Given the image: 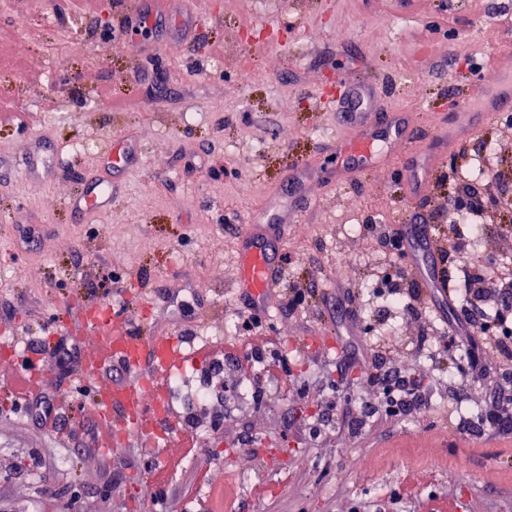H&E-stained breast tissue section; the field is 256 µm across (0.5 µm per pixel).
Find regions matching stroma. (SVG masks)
I'll use <instances>...</instances> for the list:
<instances>
[{
    "mask_svg": "<svg viewBox=\"0 0 512 512\" xmlns=\"http://www.w3.org/2000/svg\"><path fill=\"white\" fill-rule=\"evenodd\" d=\"M217 3L208 18L205 0H169L147 28L139 19L148 0H16V11L0 9V109L25 121L0 124V512H143L156 488L147 481L155 451L92 445L106 430L95 392L122 372L111 363L81 381L94 349L83 311L112 300L139 310L150 335L202 337L211 347L239 336L247 224L272 227L281 284L265 325L281 339L291 382L267 376L258 359L188 358L184 374L213 368L230 394L220 407L174 409L177 422L192 421L199 454L162 475L153 512H427L433 496L455 512H512V430L480 422L512 364L479 336L475 369L437 357L440 337L471 308L467 265H512V213L492 209L480 224L449 229L455 183L435 173L419 203L454 294L446 311L423 300L410 314L382 291L398 260L366 230L408 221L401 164L339 181L327 158L342 123L331 92L365 85L377 111L414 113L435 137L478 123L447 162L461 172L488 153L499 181L478 175L470 185L512 199V110L486 122L464 111L468 82L491 94L503 83L485 64L512 45V0ZM366 17L397 26L368 34L359 26ZM311 28L319 39L308 38ZM69 39L90 53L55 68ZM114 137L136 148L131 164L105 153ZM36 140L60 159L53 177L20 165ZM305 160L321 174L305 179L295 221L274 225L291 196L284 173ZM91 181L111 185L112 207L75 220ZM343 252L351 263L340 271ZM311 287L312 302L288 309L289 289ZM61 340L77 358L55 355ZM9 346L32 351L49 374L44 392L67 400V436L15 409ZM375 358L424 377L428 410L387 415L358 365ZM455 385L462 401L451 397ZM297 455L307 467L291 466ZM256 485L265 496L253 494Z\"/></svg>",
    "mask_w": 512,
    "mask_h": 512,
    "instance_id": "obj_1",
    "label": "stroma"
}]
</instances>
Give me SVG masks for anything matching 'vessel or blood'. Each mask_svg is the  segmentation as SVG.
Instances as JSON below:
<instances>
[{
    "label": "vessel or blood",
    "instance_id": "1",
    "mask_svg": "<svg viewBox=\"0 0 512 512\" xmlns=\"http://www.w3.org/2000/svg\"><path fill=\"white\" fill-rule=\"evenodd\" d=\"M344 94L350 98L352 110L345 115L346 130L336 139L337 155L358 156L367 166L398 160L407 174L402 205L414 208L434 170L444 164L447 149L443 142L421 136L407 112L394 113L386 125H379L377 113L362 109L363 93L349 86ZM111 202V192L98 184L81 198L78 208L95 211ZM397 230L405 244L408 267L425 297L442 305L450 303L448 284L438 271L440 255L430 225L401 224ZM265 232L262 224L249 225L245 231L237 281L238 288L247 291L261 309L269 307L279 286L278 269L264 242ZM85 319L96 340L97 352L84 359L83 377L96 378L109 359L119 361L126 373L123 382L99 392L102 403L121 410L110 430L112 442L122 444L129 437L138 436L144 446L165 450L176 425L170 415L160 412L169 393L159 381L181 369L187 357L183 338L172 334L137 335L130 309L109 301L94 306L86 312ZM17 370L33 387L48 379L46 370L34 357L20 358Z\"/></svg>",
    "mask_w": 512,
    "mask_h": 512
}]
</instances>
